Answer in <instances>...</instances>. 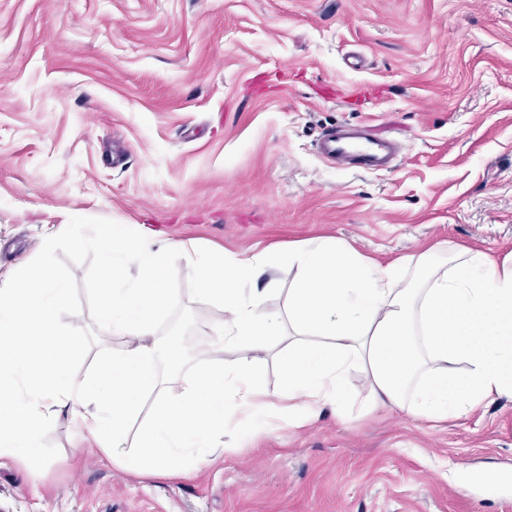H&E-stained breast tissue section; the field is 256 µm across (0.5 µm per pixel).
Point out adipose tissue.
<instances>
[{
    "instance_id": "adipose-tissue-1",
    "label": "adipose tissue",
    "mask_w": 512,
    "mask_h": 512,
    "mask_svg": "<svg viewBox=\"0 0 512 512\" xmlns=\"http://www.w3.org/2000/svg\"><path fill=\"white\" fill-rule=\"evenodd\" d=\"M95 237L104 241L98 321L124 342L89 376L69 372L82 338L53 318L69 290L52 267L36 262L0 281V456L40 461L46 431L66 414L114 464L183 476L234 452L224 442L230 422L258 434L302 427L328 408L345 417L354 372L368 387V411L397 408L429 422L512 398V254L498 261L443 243L382 264L342 240L310 239L238 256L164 243L145 226L131 237L115 224L78 225L76 244ZM181 259L224 311L210 349L239 355L196 369L172 398L155 319L169 304L167 271ZM277 259L295 270L283 313L267 308L258 285ZM268 353L278 394L257 383Z\"/></svg>"
}]
</instances>
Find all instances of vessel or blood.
Wrapping results in <instances>:
<instances>
[{
	"label": "vessel or blood",
	"mask_w": 512,
	"mask_h": 512,
	"mask_svg": "<svg viewBox=\"0 0 512 512\" xmlns=\"http://www.w3.org/2000/svg\"><path fill=\"white\" fill-rule=\"evenodd\" d=\"M319 153L336 166L368 170L379 166L387 156L397 154V141L381 138L367 129L333 128L317 140Z\"/></svg>",
	"instance_id": "1"
}]
</instances>
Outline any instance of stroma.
Instances as JSON below:
<instances>
[{
	"label": "stroma",
	"mask_w": 512,
	"mask_h": 512,
	"mask_svg": "<svg viewBox=\"0 0 512 512\" xmlns=\"http://www.w3.org/2000/svg\"><path fill=\"white\" fill-rule=\"evenodd\" d=\"M392 132L391 167L315 141ZM77 224H144L229 254L339 238L383 263L440 243L512 253V0H0V279L54 265L73 374L122 344L97 321ZM158 340L178 394L223 310L184 265ZM250 439L185 477L112 463L60 417L42 464L0 456V512H512V399L433 424L368 412ZM319 153L336 166L368 170L379 166L389 155H396L398 141L380 138L366 129L339 128L323 132L317 139Z\"/></svg>",
	"instance_id": "obj_1"
}]
</instances>
